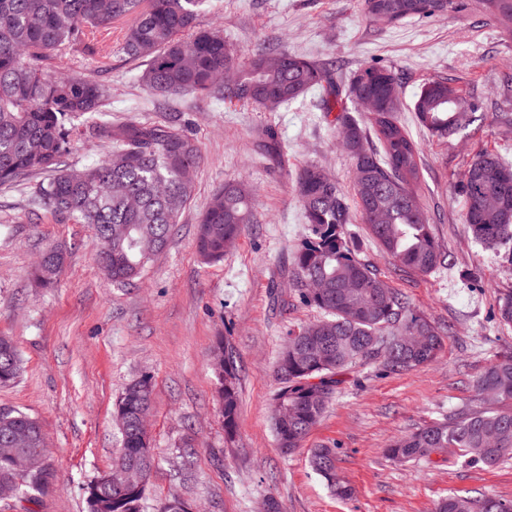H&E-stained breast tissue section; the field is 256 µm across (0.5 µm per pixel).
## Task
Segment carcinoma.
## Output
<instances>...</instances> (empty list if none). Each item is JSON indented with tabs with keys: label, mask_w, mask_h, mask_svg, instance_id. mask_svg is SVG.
<instances>
[{
	"label": "carcinoma",
	"mask_w": 512,
	"mask_h": 512,
	"mask_svg": "<svg viewBox=\"0 0 512 512\" xmlns=\"http://www.w3.org/2000/svg\"><path fill=\"white\" fill-rule=\"evenodd\" d=\"M512 34V0H475ZM205 0H0V186L23 181L37 171L52 173L34 201L62 223L86 224L95 251L110 255L99 264L117 284L139 277L152 256L166 249L172 228L195 190L202 155L197 142L166 124L136 120H96L106 111L112 89L97 79L54 74L42 62L81 50L110 52L99 37L121 26L119 52L143 69L139 81L159 96L197 94L238 102L254 112H276L311 90L321 89V111L335 112L337 131L353 165L348 193L320 166L305 165L296 180L307 234L297 250L294 282L304 301L322 316L289 333L276 373L275 399L286 412L274 418L277 446L284 454L300 448L320 421L341 383L339 373L371 360L400 373L432 362L442 349L439 328L411 309L376 270L358 258L345 237L357 208L371 235L391 257L416 274L444 266L445 254L431 232L430 217L417 193L422 179L419 144L401 122L395 71L366 66L347 81L334 70L286 49L257 51L240 64L226 50L223 31L204 28ZM373 21L394 24L433 17L454 8V0H361ZM375 99L368 125L349 113L347 102ZM417 123L445 139L458 134L476 112L444 79L424 84L413 105ZM86 120L87 137L112 144L101 162L77 171L62 166L72 149L74 121ZM372 131L378 147L369 146ZM464 223L474 239L495 247L512 243V164L493 153H479L461 182ZM255 219V197L240 181L224 184L199 221L196 249L206 263L220 262ZM61 254L43 255L37 281L52 286L62 271ZM219 387L216 403L224 422V446L238 444L240 398L237 364L224 342L216 345ZM21 357L14 341L0 336V384L15 381ZM481 400L496 405L448 421L437 419L395 440L388 455L418 461L449 448L467 463L494 466L512 457V356L491 363L477 382ZM152 377L131 381L114 403L121 425V449L113 460L150 456L151 443L139 429L137 411L151 402ZM47 442L39 421L9 407L0 408V496L30 499L47 476ZM309 463L337 496L350 488L338 477L336 451L310 450ZM146 489L116 496L90 481L87 512H143ZM435 512H512V502L493 495H452Z\"/></svg>",
	"instance_id": "obj_1"
}]
</instances>
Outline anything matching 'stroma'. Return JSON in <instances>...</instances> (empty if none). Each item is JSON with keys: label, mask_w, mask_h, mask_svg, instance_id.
I'll return each instance as SVG.
<instances>
[{"label": "stroma", "mask_w": 512, "mask_h": 512, "mask_svg": "<svg viewBox=\"0 0 512 512\" xmlns=\"http://www.w3.org/2000/svg\"><path fill=\"white\" fill-rule=\"evenodd\" d=\"M448 15L379 25L360 0H208L200 21L217 26L239 54L281 48L333 65L348 78L366 65L400 77V119L421 148L419 191L447 264L421 276L405 269L365 232L347 225L359 258L370 263L412 309L443 332L437 358L403 373L371 361L346 371L324 417L301 448L283 454L272 425L279 386L276 362L289 332L318 317L298 297L294 256L306 234L296 178L314 163L349 186L352 160L337 143L334 114L312 91L277 112H252L194 94L155 97L138 64L113 53L51 58L53 73L90 74L111 86L112 121H164L195 138L202 152L196 189L167 248L133 284L101 274L87 225L57 223L30 199L44 173L0 187V336L11 337L22 372L0 385V406L37 418L51 471L37 499L10 512H86L85 485L108 470L120 447L112 408L132 379L150 375L148 430L156 455L145 512H162L180 496L196 512H259L275 497L283 512H434L440 498L492 494L512 500V458L470 465L454 451L408 463L390 459V442L416 427L454 418L476 404L487 366L512 354V326L497 317L512 294V253L475 241L463 222L460 181L472 158L488 151L512 160V36L474 0H455ZM448 79L480 107L461 133L439 139L417 123L422 85ZM233 180L256 193L253 223L244 225L222 262L203 263L196 227L212 196ZM51 247L64 255L53 287L33 267ZM230 342L239 369L241 453L224 449L214 401L212 351ZM335 448L337 473L351 490L337 498L308 463L309 449ZM192 452L184 479L174 476L183 449Z\"/></svg>", "instance_id": "35a3bbf8"}]
</instances>
